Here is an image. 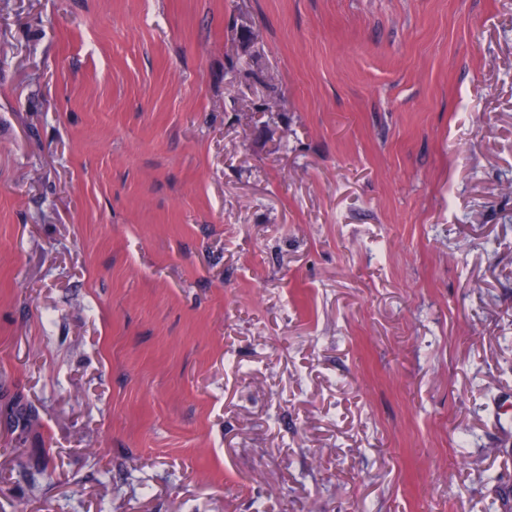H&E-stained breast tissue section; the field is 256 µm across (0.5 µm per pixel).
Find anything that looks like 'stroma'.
I'll return each instance as SVG.
<instances>
[{
  "label": "stroma",
  "instance_id": "stroma-1",
  "mask_svg": "<svg viewBox=\"0 0 512 512\" xmlns=\"http://www.w3.org/2000/svg\"><path fill=\"white\" fill-rule=\"evenodd\" d=\"M512 0H0V512H512Z\"/></svg>",
  "mask_w": 512,
  "mask_h": 512
}]
</instances>
